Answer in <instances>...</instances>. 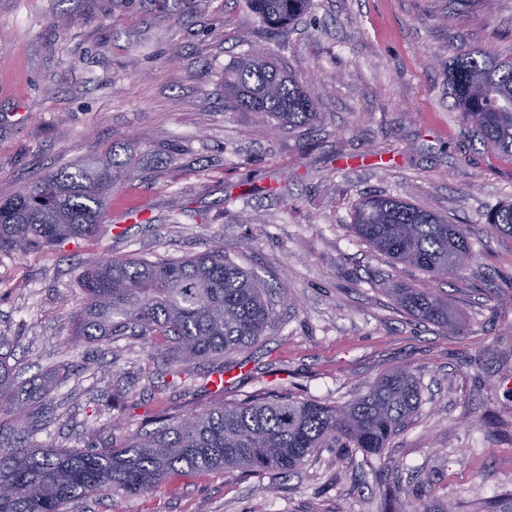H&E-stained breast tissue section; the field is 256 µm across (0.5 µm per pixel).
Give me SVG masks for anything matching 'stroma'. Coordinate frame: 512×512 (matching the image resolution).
Listing matches in <instances>:
<instances>
[{"mask_svg":"<svg viewBox=\"0 0 512 512\" xmlns=\"http://www.w3.org/2000/svg\"><path fill=\"white\" fill-rule=\"evenodd\" d=\"M512 53V0H313L267 30L245 0H0V198L109 150L178 151L116 189L94 242L0 256V334L20 382H50L39 443L83 450L156 429L157 399L183 414L259 393L341 405L394 368L421 403L362 464L324 448L289 475L208 473L67 512H512V161L475 139L448 89L460 45ZM255 49L315 103L300 128L227 106L224 68ZM383 194L463 225L473 261L433 280L351 228ZM149 219L128 224L126 212ZM220 245L266 289L274 316L223 396L200 360L131 336L67 345L79 279L102 257L177 259ZM448 298L452 332L407 315L395 288Z\"/></svg>","mask_w":512,"mask_h":512,"instance_id":"stroma-1","label":"stroma"}]
</instances>
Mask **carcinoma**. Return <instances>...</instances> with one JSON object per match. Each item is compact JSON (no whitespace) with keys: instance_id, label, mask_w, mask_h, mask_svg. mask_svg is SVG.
Masks as SVG:
<instances>
[{"instance_id":"1","label":"carcinoma","mask_w":512,"mask_h":512,"mask_svg":"<svg viewBox=\"0 0 512 512\" xmlns=\"http://www.w3.org/2000/svg\"><path fill=\"white\" fill-rule=\"evenodd\" d=\"M246 2L275 31L303 16L312 0ZM448 86L474 136L512 159V56L462 46L448 71ZM224 95L268 127H300L313 117L312 99L281 62L260 51L224 68ZM141 171L138 160H121L114 152L33 181L0 201V253L93 240L111 191ZM487 223L512 228V203L492 210ZM352 229L392 263L433 279L462 275L468 263L454 259L472 257L462 225L386 195L362 198ZM81 286L84 300L71 315V340L107 345L112 335L130 328L151 350L171 351L186 363L211 359L221 372L224 359L252 346L271 322L263 285L225 260L218 245L180 259L105 258L82 274ZM394 293L409 314L441 328L460 327L459 314L434 293L420 288ZM9 359L0 353V487L9 488L0 495V512H67L76 499L148 494L192 473L286 475L336 445L366 461L382 453L420 403L418 381L404 369L383 374L341 406L258 395L174 420L161 400L154 417L169 421L163 428L119 446L78 451L35 442L44 420L39 396L49 386L21 385Z\"/></svg>"}]
</instances>
